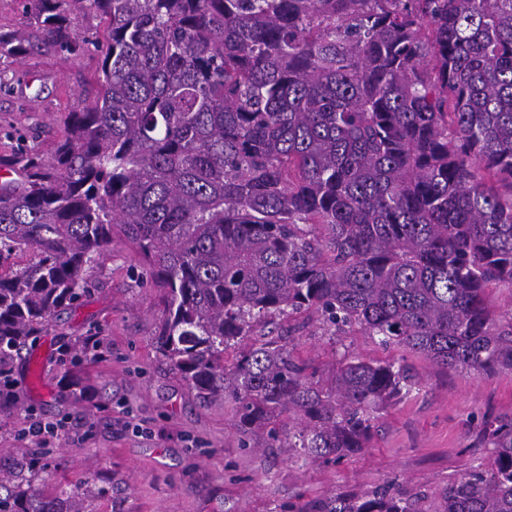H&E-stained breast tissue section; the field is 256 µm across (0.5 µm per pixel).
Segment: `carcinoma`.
Here are the masks:
<instances>
[{
	"label": "carcinoma",
	"mask_w": 512,
	"mask_h": 512,
	"mask_svg": "<svg viewBox=\"0 0 512 512\" xmlns=\"http://www.w3.org/2000/svg\"><path fill=\"white\" fill-rule=\"evenodd\" d=\"M69 9L61 8L62 2ZM38 35L0 57L84 53L107 24L93 101L51 157H0V374L131 244L164 304L159 352L246 434L297 421L288 447L340 461L418 385L402 358L345 355L312 381L281 322L361 330L442 369L512 373V0H36ZM30 256L18 266L13 259ZM242 347L224 365V352ZM435 512H512V414ZM41 453L0 472V512H94L46 494ZM389 485L297 512H429ZM79 27L81 33L91 41L100 42V45H105V22L99 15L94 13H86L79 17Z\"/></svg>",
	"instance_id": "carcinoma-1"
}]
</instances>
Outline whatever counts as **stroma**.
I'll list each match as a JSON object with an SVG mask.
<instances>
[{
  "mask_svg": "<svg viewBox=\"0 0 512 512\" xmlns=\"http://www.w3.org/2000/svg\"><path fill=\"white\" fill-rule=\"evenodd\" d=\"M79 26L91 41L81 57L49 51L0 59V156L33 149L51 156L68 112L94 98L105 24L88 13ZM138 263L128 243L113 242L91 271L92 295L38 337L37 382L16 357L18 398L0 406V466L38 451L37 443L18 438L30 423L65 421L49 442L52 466L36 485L51 492L88 481L100 491L96 512H279L387 483L433 497L476 459L469 430L485 414L512 413V374L447 371L411 355L420 384L380 414L368 448L337 463L298 460L294 449L267 447L265 435L242 436L231 407L204 404L162 358L161 293L149 279L132 278ZM86 336L102 341L98 357L76 366L60 355V346ZM288 343L324 382L347 351L374 361L402 357L359 331L323 336L303 318Z\"/></svg>",
  "mask_w": 512,
  "mask_h": 512,
  "instance_id": "obj_1",
  "label": "stroma"
}]
</instances>
